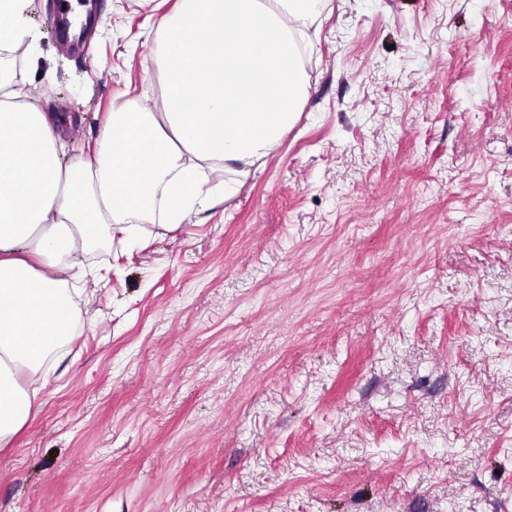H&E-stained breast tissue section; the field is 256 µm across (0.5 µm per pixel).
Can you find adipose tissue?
I'll list each match as a JSON object with an SVG mask.
<instances>
[{"instance_id":"obj_1","label":"adipose tissue","mask_w":512,"mask_h":512,"mask_svg":"<svg viewBox=\"0 0 512 512\" xmlns=\"http://www.w3.org/2000/svg\"><path fill=\"white\" fill-rule=\"evenodd\" d=\"M33 0H0V447L35 414L44 364L79 319L84 257L144 223L176 229L232 197L214 180L253 165L292 127L306 96L296 39L319 0H178L152 21L161 111L122 105L91 155L66 158L61 117L15 80L37 64Z\"/></svg>"}]
</instances>
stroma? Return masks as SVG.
<instances>
[{
    "mask_svg": "<svg viewBox=\"0 0 512 512\" xmlns=\"http://www.w3.org/2000/svg\"><path fill=\"white\" fill-rule=\"evenodd\" d=\"M86 1L15 60L71 156L164 94L151 0ZM302 47L233 197L87 258L0 512H512V0H321Z\"/></svg>",
    "mask_w": 512,
    "mask_h": 512,
    "instance_id": "obj_1",
    "label": "stroma"
}]
</instances>
